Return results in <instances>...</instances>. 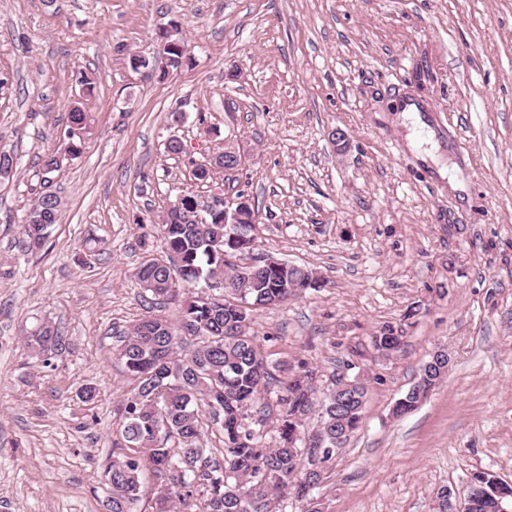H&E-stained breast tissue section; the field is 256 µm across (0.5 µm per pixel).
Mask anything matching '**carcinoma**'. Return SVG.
Returning <instances> with one entry per match:
<instances>
[{"label": "carcinoma", "mask_w": 512, "mask_h": 512, "mask_svg": "<svg viewBox=\"0 0 512 512\" xmlns=\"http://www.w3.org/2000/svg\"><path fill=\"white\" fill-rule=\"evenodd\" d=\"M69 119L66 152L75 158L81 152L76 137L87 116L77 104ZM60 204L53 192L27 214L21 225L27 246H42ZM193 206L191 194L169 205L161 224L165 258L143 261L134 274L143 296L160 302L176 286L187 288L177 320L146 315L116 335L115 356L132 388L122 400L124 444L107 470L109 512H131L147 472L159 481L161 512L175 502L190 512L198 501L201 512H273L272 504L289 488L317 477L305 471L302 440L315 394L311 377L278 379L276 368L263 359L251 325L256 310L283 303L296 291L318 288L320 280L312 270L290 269L274 259L261 263L250 277L241 275L243 267L230 258L254 245V208L242 212L241 223L226 224L222 211L204 214L198 222L188 220ZM214 275L224 277L223 292L201 298V284ZM393 332L387 325L372 337L377 350L401 347L402 337ZM25 344L45 367L53 366L54 354L66 349L65 337L48 320L27 330ZM442 377L439 368L424 367L396 411L414 410ZM275 386L280 389L279 441L267 448L249 416ZM365 396L356 389L338 397L328 394L311 437H324L326 448L336 447L338 433L349 442L359 428ZM210 429L219 434L218 448L205 442Z\"/></svg>", "instance_id": "cac0c4a2"}]
</instances>
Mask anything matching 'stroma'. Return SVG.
Listing matches in <instances>:
<instances>
[{
	"instance_id": "1",
	"label": "stroma",
	"mask_w": 512,
	"mask_h": 512,
	"mask_svg": "<svg viewBox=\"0 0 512 512\" xmlns=\"http://www.w3.org/2000/svg\"><path fill=\"white\" fill-rule=\"evenodd\" d=\"M173 21L192 61L161 80ZM77 102L82 152L30 250L39 159L63 152ZM224 148L242 165L196 181ZM0 152L17 162L0 181V512H107L131 388L112 332L148 312L134 273L163 254L161 212L217 188L259 206L244 263L323 282L255 313L264 356L306 365L317 397L342 374L367 391L313 492L322 512H436L476 473L512 482V0H0ZM43 318L69 343L50 368L22 335ZM388 324L389 359L371 341ZM440 350L447 375L395 415Z\"/></svg>"
}]
</instances>
